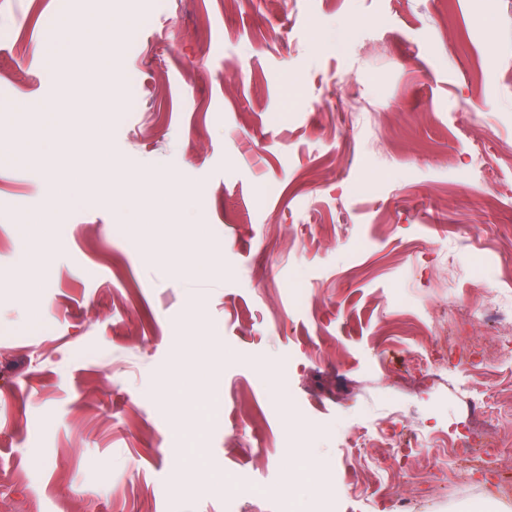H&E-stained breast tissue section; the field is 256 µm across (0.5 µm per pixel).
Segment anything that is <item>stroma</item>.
Segmentation results:
<instances>
[{
	"label": "stroma",
	"instance_id": "obj_1",
	"mask_svg": "<svg viewBox=\"0 0 512 512\" xmlns=\"http://www.w3.org/2000/svg\"><path fill=\"white\" fill-rule=\"evenodd\" d=\"M124 5L0 0V103L27 108L0 142L35 138L45 104L113 102L81 142L0 161V512H391L379 424L495 433L512 476V358L483 360L475 314L433 344L436 316L512 283V0H138L114 61L135 106L87 74L82 44L45 74L56 19ZM52 175L79 196H43ZM141 176L192 188V223ZM29 251L41 264L16 268ZM423 354L452 372L467 356L487 413L419 373ZM430 454L393 498L512 512L483 472ZM303 463L314 481L287 488Z\"/></svg>",
	"mask_w": 512,
	"mask_h": 512
}]
</instances>
